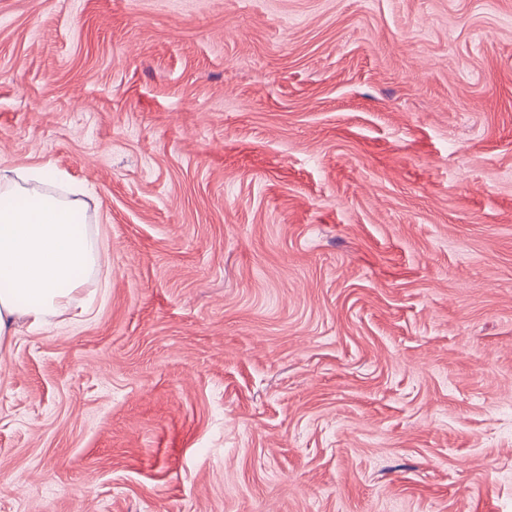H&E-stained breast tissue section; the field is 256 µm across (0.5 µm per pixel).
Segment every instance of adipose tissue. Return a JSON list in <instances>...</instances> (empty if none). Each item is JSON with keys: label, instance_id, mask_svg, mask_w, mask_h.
I'll use <instances>...</instances> for the list:
<instances>
[{"label": "adipose tissue", "instance_id": "adipose-tissue-1", "mask_svg": "<svg viewBox=\"0 0 512 512\" xmlns=\"http://www.w3.org/2000/svg\"><path fill=\"white\" fill-rule=\"evenodd\" d=\"M46 170L0 169V345L21 324L37 327L79 299L100 251L77 197L43 192Z\"/></svg>", "mask_w": 512, "mask_h": 512}]
</instances>
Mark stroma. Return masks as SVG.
<instances>
[{
  "instance_id": "35a3bbf8",
  "label": "stroma",
  "mask_w": 512,
  "mask_h": 512,
  "mask_svg": "<svg viewBox=\"0 0 512 512\" xmlns=\"http://www.w3.org/2000/svg\"><path fill=\"white\" fill-rule=\"evenodd\" d=\"M0 166L101 250L0 512H512V0H0Z\"/></svg>"
}]
</instances>
